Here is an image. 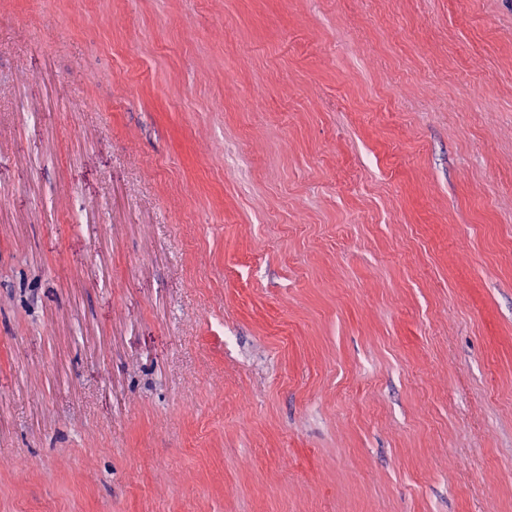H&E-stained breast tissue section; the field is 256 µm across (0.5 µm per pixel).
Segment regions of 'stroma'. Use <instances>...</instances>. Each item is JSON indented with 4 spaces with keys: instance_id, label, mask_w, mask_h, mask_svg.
Masks as SVG:
<instances>
[{
    "instance_id": "obj_1",
    "label": "stroma",
    "mask_w": 512,
    "mask_h": 512,
    "mask_svg": "<svg viewBox=\"0 0 512 512\" xmlns=\"http://www.w3.org/2000/svg\"><path fill=\"white\" fill-rule=\"evenodd\" d=\"M0 512H512V0H0Z\"/></svg>"
}]
</instances>
